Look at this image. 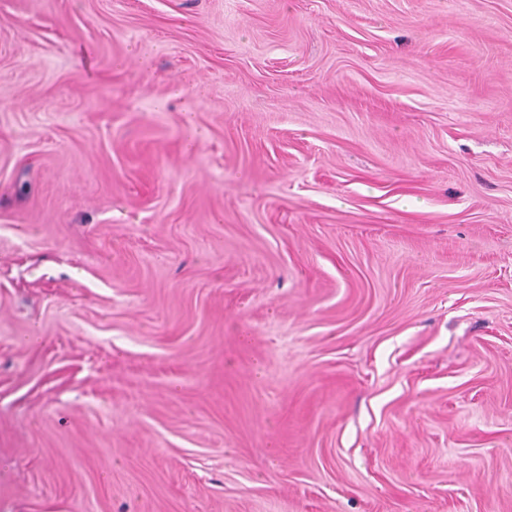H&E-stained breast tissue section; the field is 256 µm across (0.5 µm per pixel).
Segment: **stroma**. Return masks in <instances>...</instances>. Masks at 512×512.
I'll return each mask as SVG.
<instances>
[{"label": "stroma", "instance_id": "obj_1", "mask_svg": "<svg viewBox=\"0 0 512 512\" xmlns=\"http://www.w3.org/2000/svg\"><path fill=\"white\" fill-rule=\"evenodd\" d=\"M0 512H512V0H0Z\"/></svg>", "mask_w": 512, "mask_h": 512}]
</instances>
